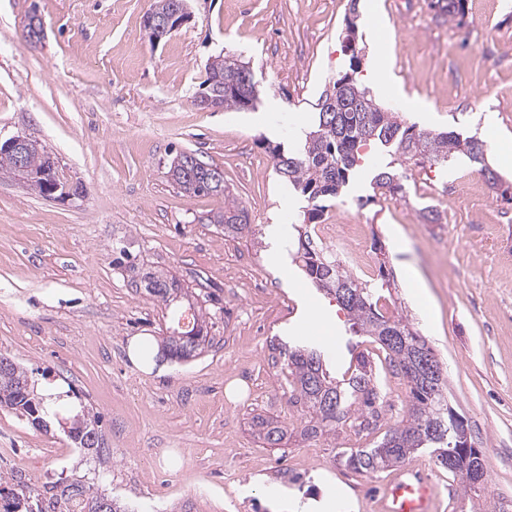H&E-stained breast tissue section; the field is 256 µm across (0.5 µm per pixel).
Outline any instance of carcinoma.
Masks as SVG:
<instances>
[{
  "instance_id": "carcinoma-1",
  "label": "carcinoma",
  "mask_w": 512,
  "mask_h": 512,
  "mask_svg": "<svg viewBox=\"0 0 512 512\" xmlns=\"http://www.w3.org/2000/svg\"><path fill=\"white\" fill-rule=\"evenodd\" d=\"M466 4L467 0H429V7L437 15L451 19L464 17ZM351 40L358 41V30L350 20L344 42L345 50L350 52L351 72L337 77L339 81L348 80V85L337 90L335 101L328 105L332 110L330 119L336 121L335 128L331 131L322 128L320 111L314 128L305 134L302 145L295 151L286 153L279 145L269 146L267 150L276 172L313 203V208L304 213L298 230L297 255L303 271L315 285L334 296L352 321L354 332L380 345L390 365L406 378L410 400L405 418L387 426L381 412L383 396L365 355L357 356L354 368L346 377L337 379L323 365L321 354L308 349L288 353L292 400L307 409L309 419L302 434L309 439L333 435L336 429L346 425L357 433L387 426L373 447L342 449V460L349 469L366 475L388 471L412 460L420 450L429 449L437 467L457 478L464 489L472 490L485 481L484 460L451 459L449 444L453 433L448 431V415H439L444 391L426 384L419 369L418 353L424 350L430 354L432 349L399 312L379 307L380 287L390 286L385 263L379 266L381 285L361 281L348 273L333 254L313 248L312 231L324 216L320 202L340 195L364 160L363 151L367 147L384 148L391 157L384 170L375 176V188L382 195L403 198L406 166H445L453 158L463 156L483 168L485 144L456 131L421 129L407 123L399 113L380 107L369 89L352 77L361 67V57L349 44ZM247 71L246 64L232 56L215 57L208 67L207 93L215 103L226 108H244L230 85L240 73ZM46 155L37 142H27L26 160L30 169H40ZM196 160L194 153L179 154L168 171L172 183L194 195L224 196V211L206 217L207 223L224 229V236L234 238L246 230L252 231L247 210L226 192L224 173L211 164L203 169L196 165ZM140 285L164 306L174 307L172 331L179 335L163 337V348L170 358L188 361L200 355L211 343L205 315L193 314L192 325L184 330L180 328L181 317L186 310L194 308L189 289L174 277L150 271L143 273ZM59 400L58 393L34 390L26 369L19 364L12 361L0 366V408L18 412L47 433V421L59 413ZM68 420L70 427L66 435L81 459L99 458L108 453L99 414L82 406ZM253 425L258 438L272 448L281 445L288 434L287 426L263 416L255 417ZM81 466L79 461L70 475L36 488L17 476L12 477L16 488L7 491L0 487V512H100L105 501L109 502L106 512H128L117 498L77 475Z\"/></svg>"
}]
</instances>
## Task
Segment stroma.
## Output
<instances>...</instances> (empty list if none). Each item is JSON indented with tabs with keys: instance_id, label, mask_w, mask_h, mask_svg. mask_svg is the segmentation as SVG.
Here are the masks:
<instances>
[{
	"instance_id": "35a3bbf8",
	"label": "stroma",
	"mask_w": 512,
	"mask_h": 512,
	"mask_svg": "<svg viewBox=\"0 0 512 512\" xmlns=\"http://www.w3.org/2000/svg\"><path fill=\"white\" fill-rule=\"evenodd\" d=\"M155 0H0V139L24 136L52 153L76 195L49 199L0 175V355L27 369L42 390L70 389L102 416L110 450L79 462L63 431L47 434L0 409V478L40 485L79 466L136 512H270L252 478L312 499L318 512L335 490L349 512H380L388 473L361 475L338 452L370 448L379 433L342 428L300 436L306 413L291 401L287 351L320 352L342 376L357 354L385 382L383 416L400 420L408 389L382 368L370 338L355 335L334 297L318 290L294 257L310 204L273 169L264 144L295 149L314 126L318 103L349 67L342 37L355 15L363 72L384 51L392 84L370 85L376 102L428 130L456 129L512 149V0H468L463 19L437 16L428 0H190V19L152 42L143 27ZM42 30L29 36L30 15ZM246 62L258 101L249 110L201 108L208 63ZM468 90L453 97L456 86ZM192 151L224 173L248 211L253 234L225 237L204 223L223 196L181 191L171 161ZM389 160L372 149L325 223L361 222L360 247L376 281L390 273L391 300L442 365L445 395L481 449L486 480L448 494V474L429 452L413 462L441 489L438 512H512V203L466 158L406 170L407 193L387 198L372 179ZM438 223H424L422 207ZM288 233L281 263L266 231ZM139 268L176 276L199 294L212 342L188 362L135 367L128 344H157L170 317L136 289ZM333 319L305 340L290 330L302 304ZM246 388L229 399L231 382ZM288 428L270 448L256 415Z\"/></svg>"
}]
</instances>
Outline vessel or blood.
<instances>
[{"label":"vessel or blood","instance_id":"b4317fda","mask_svg":"<svg viewBox=\"0 0 512 512\" xmlns=\"http://www.w3.org/2000/svg\"><path fill=\"white\" fill-rule=\"evenodd\" d=\"M436 489L427 473L403 464L386 484L382 512H434Z\"/></svg>","mask_w":512,"mask_h":512}]
</instances>
